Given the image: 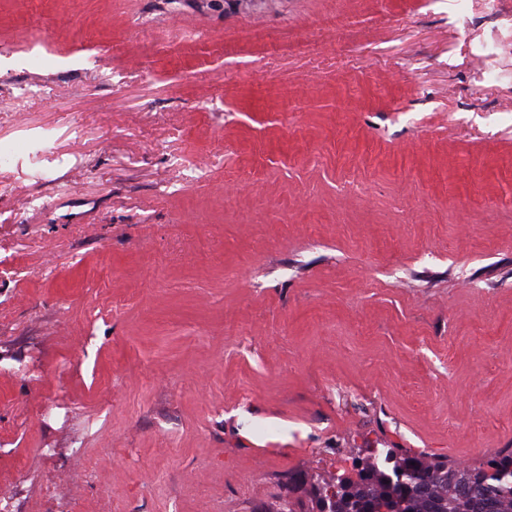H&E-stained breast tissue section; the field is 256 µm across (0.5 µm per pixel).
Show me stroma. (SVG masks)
Segmentation results:
<instances>
[{"label": "stroma", "mask_w": 512, "mask_h": 512, "mask_svg": "<svg viewBox=\"0 0 512 512\" xmlns=\"http://www.w3.org/2000/svg\"><path fill=\"white\" fill-rule=\"evenodd\" d=\"M483 13L0 0L1 498L268 512L371 448L512 449V0Z\"/></svg>", "instance_id": "35a3bbf8"}]
</instances>
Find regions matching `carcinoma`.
Masks as SVG:
<instances>
[{"mask_svg": "<svg viewBox=\"0 0 512 512\" xmlns=\"http://www.w3.org/2000/svg\"><path fill=\"white\" fill-rule=\"evenodd\" d=\"M400 481L411 512H476L472 489L496 507L494 512H512V452L481 465L455 466L398 448L365 457L355 478L344 473L319 478L308 500L283 498L277 512H382L388 489ZM329 487L336 489L333 503L324 498Z\"/></svg>", "mask_w": 512, "mask_h": 512, "instance_id": "obj_1", "label": "carcinoma"}]
</instances>
